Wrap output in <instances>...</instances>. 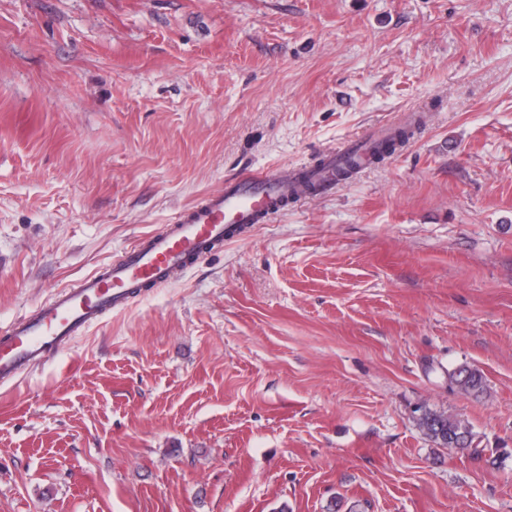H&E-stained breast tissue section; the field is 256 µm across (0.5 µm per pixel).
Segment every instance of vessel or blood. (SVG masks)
I'll use <instances>...</instances> for the list:
<instances>
[{"label": "vessel or blood", "instance_id": "b4317fda", "mask_svg": "<svg viewBox=\"0 0 512 512\" xmlns=\"http://www.w3.org/2000/svg\"><path fill=\"white\" fill-rule=\"evenodd\" d=\"M356 144L330 152L320 166L285 174L258 170L226 182L179 213L163 233L138 240L122 257L56 291L0 333V382L17 378L94 325L104 313L126 309L143 289L172 281L201 256L249 232L283 210L303 180L336 184V168L356 156Z\"/></svg>", "mask_w": 512, "mask_h": 512}]
</instances>
